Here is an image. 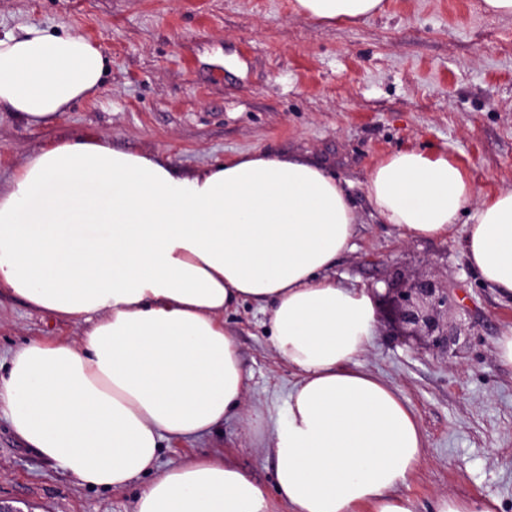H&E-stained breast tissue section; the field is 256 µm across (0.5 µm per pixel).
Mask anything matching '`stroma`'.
<instances>
[{"instance_id": "obj_1", "label": "stroma", "mask_w": 512, "mask_h": 512, "mask_svg": "<svg viewBox=\"0 0 512 512\" xmlns=\"http://www.w3.org/2000/svg\"><path fill=\"white\" fill-rule=\"evenodd\" d=\"M481 3L385 0L380 14L327 26L295 14L290 0H0V36L37 22L84 36L107 60L101 90L51 126H26L0 108V183L49 143L87 135L161 153L184 172L253 149L319 160L347 182L359 215L338 280L382 292L397 275L448 283L453 357L403 340L381 319L365 358L410 400L425 435L408 493L420 512H433L442 494L512 512V369L495 348L512 327V300L471 269L463 227L401 242L365 189L374 162L405 148L454 158L478 196L512 189V18ZM224 320L236 333L247 405L284 416L298 375L275 358L265 314L246 305ZM80 330L0 290L1 364L28 341L72 340ZM206 454L273 484V460L234 418L218 435L163 449L158 467ZM144 485H77L0 410V505L10 512H132Z\"/></svg>"}]
</instances>
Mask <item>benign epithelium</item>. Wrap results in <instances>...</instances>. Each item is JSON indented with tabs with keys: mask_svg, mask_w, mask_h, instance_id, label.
I'll list each match as a JSON object with an SVG mask.
<instances>
[{
	"mask_svg": "<svg viewBox=\"0 0 512 512\" xmlns=\"http://www.w3.org/2000/svg\"><path fill=\"white\" fill-rule=\"evenodd\" d=\"M385 297L399 335L426 340L444 352L456 343V334L448 332L450 295L439 280L421 276L407 288L388 289Z\"/></svg>",
	"mask_w": 512,
	"mask_h": 512,
	"instance_id": "benign-epithelium-1",
	"label": "benign epithelium"
}]
</instances>
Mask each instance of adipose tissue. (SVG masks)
I'll use <instances>...</instances> for the list:
<instances>
[{
	"label": "adipose tissue",
	"mask_w": 512,
	"mask_h": 512,
	"mask_svg": "<svg viewBox=\"0 0 512 512\" xmlns=\"http://www.w3.org/2000/svg\"><path fill=\"white\" fill-rule=\"evenodd\" d=\"M384 0H292L316 23L350 24ZM99 46L32 22L0 36V107L32 127L96 93ZM365 188L405 241L447 238L476 210L464 249L482 282L512 298V190L475 200L444 154L389 153ZM358 213L307 157L237 153L182 172L89 135L48 144L0 187V288L69 319L80 335L33 340L0 373L14 431L79 484L119 491L149 476L133 512H418L405 488L426 442L401 390L364 363L377 324L370 289L334 272ZM267 316L297 370L285 416L245 407L246 376L225 313ZM230 418L266 439L265 489L218 456L164 471V444Z\"/></svg>",
	"instance_id": "ef3b65f1"
}]
</instances>
